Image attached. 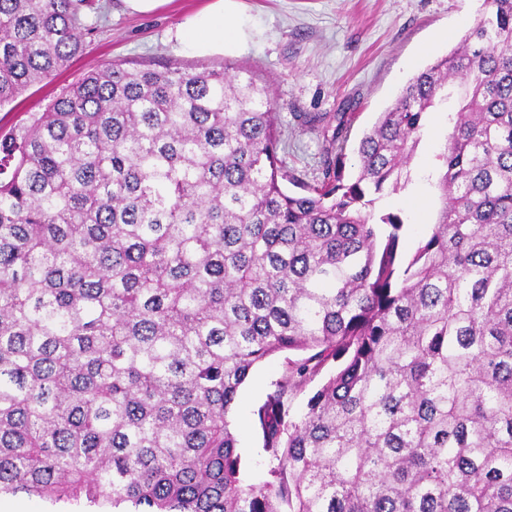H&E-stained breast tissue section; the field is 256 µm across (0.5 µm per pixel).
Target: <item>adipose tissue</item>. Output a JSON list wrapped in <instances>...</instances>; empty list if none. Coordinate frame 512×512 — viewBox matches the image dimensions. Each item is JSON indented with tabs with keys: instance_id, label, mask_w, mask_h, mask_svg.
<instances>
[{
	"instance_id": "adipose-tissue-1",
	"label": "adipose tissue",
	"mask_w": 512,
	"mask_h": 512,
	"mask_svg": "<svg viewBox=\"0 0 512 512\" xmlns=\"http://www.w3.org/2000/svg\"><path fill=\"white\" fill-rule=\"evenodd\" d=\"M245 25L237 0H209L203 9L185 19L177 37L189 54L210 56L230 46L244 45Z\"/></svg>"
}]
</instances>
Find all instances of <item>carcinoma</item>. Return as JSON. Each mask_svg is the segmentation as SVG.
I'll list each match as a JSON object with an SVG mask.
<instances>
[{
	"mask_svg": "<svg viewBox=\"0 0 512 512\" xmlns=\"http://www.w3.org/2000/svg\"><path fill=\"white\" fill-rule=\"evenodd\" d=\"M0 0V107L107 19ZM441 209L410 260L375 210L449 98ZM243 65L113 61L0 132V493L113 512H512V0H483L322 178L278 156ZM337 114L331 144L347 142ZM299 188L288 191L287 184ZM252 411L265 478L241 477ZM336 370L292 413V401ZM304 352L294 351L275 354L255 366L241 388L238 404L232 415L235 429L239 433L241 454V475L246 483L259 480L267 467L259 433L252 426L251 411L262 403L269 392L270 383L282 371L285 356L300 358Z\"/></svg>",
	"mask_w": 512,
	"mask_h": 512,
	"instance_id": "carcinoma-1",
	"label": "carcinoma"
}]
</instances>
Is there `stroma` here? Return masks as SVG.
<instances>
[{
  "instance_id": "obj_1",
  "label": "stroma",
  "mask_w": 512,
  "mask_h": 512,
  "mask_svg": "<svg viewBox=\"0 0 512 512\" xmlns=\"http://www.w3.org/2000/svg\"><path fill=\"white\" fill-rule=\"evenodd\" d=\"M108 19L84 37V49L53 81L32 85L0 108V128L9 129L27 113L44 109L62 88L89 69L114 60L172 58L189 65L224 60L253 67L275 83L281 105L279 156L287 170L304 182L320 178L327 158L326 127L340 112L354 114L345 144V163L354 167V149L418 70L446 56L464 35L482 0H239L249 19L245 45L206 59L186 54L176 38L185 16L204 0H172L147 15L129 14L121 0H105ZM448 38L433 43L437 30ZM454 102L430 113L420 134L410 180L405 188L385 191L377 209L404 219L405 256H412L430 235L440 208L437 178ZM283 354L255 366L241 388L232 415L239 433L241 475L259 480L267 467L251 412L262 403L282 371Z\"/></svg>"
}]
</instances>
